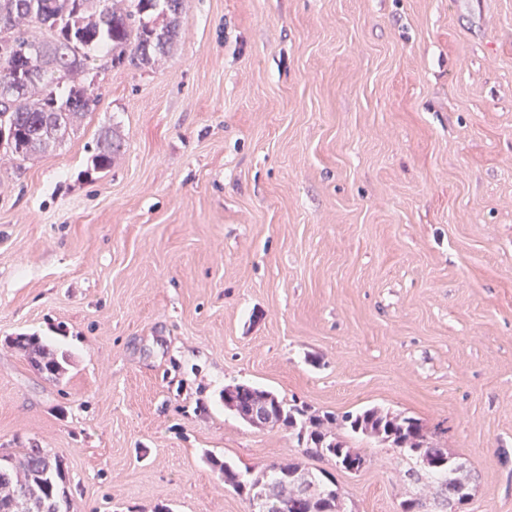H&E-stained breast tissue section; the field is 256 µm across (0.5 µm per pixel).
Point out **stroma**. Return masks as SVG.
I'll return each mask as SVG.
<instances>
[{
	"mask_svg": "<svg viewBox=\"0 0 512 512\" xmlns=\"http://www.w3.org/2000/svg\"><path fill=\"white\" fill-rule=\"evenodd\" d=\"M89 78L74 130L0 153V454L56 456L69 512H251L217 459L332 473L341 512L419 493L374 436L350 474L250 426L246 383L418 418L467 512H512V0H185ZM101 140L104 142L103 148L100 149L98 153L92 157V165L94 170L106 169L110 167L112 165V150L114 152L120 146L119 143H116V139L114 141L112 129L110 128L106 129L102 133ZM14 346L23 351L30 359L32 366L38 371L47 372L51 375L60 374L63 367L54 354L51 353L39 341L36 336H18L13 340Z\"/></svg>",
	"mask_w": 512,
	"mask_h": 512,
	"instance_id": "35a3bbf8",
	"label": "stroma"
}]
</instances>
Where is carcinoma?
Returning <instances> with one entry per match:
<instances>
[{
    "label": "carcinoma",
    "instance_id": "obj_1",
    "mask_svg": "<svg viewBox=\"0 0 512 512\" xmlns=\"http://www.w3.org/2000/svg\"><path fill=\"white\" fill-rule=\"evenodd\" d=\"M184 0H0V85L10 81L13 71L30 59L37 75L14 88L6 98H0V130L5 131L4 154L19 163L61 140L67 131L99 102L95 88L84 83L94 52L104 49L118 61L125 55L142 65H148L172 44L179 34L178 19ZM165 18L157 26L156 20ZM40 28L49 38L40 40L30 34V28ZM102 149L92 157L93 169L112 165V152L119 144L112 129H106ZM14 346L23 351L32 366L51 375L63 367L54 354L36 336H17ZM277 421L287 428H305L315 440H325L344 454H363L338 438L327 435L325 422L330 416H319L310 408H298L276 394ZM352 434L359 432L382 434L389 438L394 430L410 440L403 456L421 458L424 454L445 455L447 450L430 442L419 419L390 418L376 407L364 408L342 416ZM218 468L224 485L241 493V474L227 462L212 461ZM300 468L297 463L274 464L263 470L248 485L253 488L268 484L279 488L285 498L290 490L283 483L284 472ZM427 477L436 481L438 492L448 495L457 475L446 467L435 469ZM65 482L61 466L52 463L51 456L40 448H23L0 456V504L19 492L36 505L35 512H63L67 497L60 484ZM335 497L306 502L288 508V512H337Z\"/></svg>",
    "mask_w": 512,
    "mask_h": 512
}]
</instances>
